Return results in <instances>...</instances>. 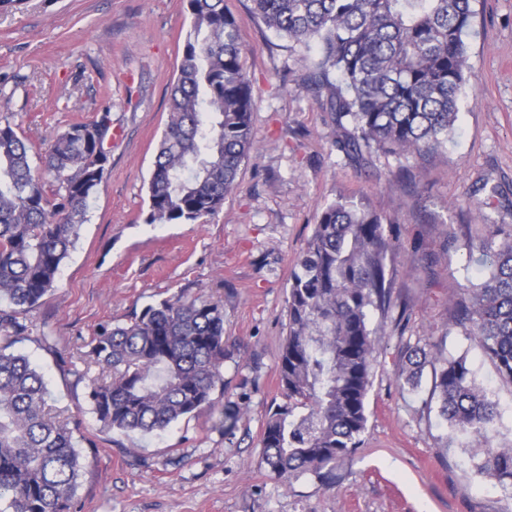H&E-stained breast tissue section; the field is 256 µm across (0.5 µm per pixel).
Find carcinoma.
Masks as SVG:
<instances>
[{
    "label": "carcinoma",
    "mask_w": 512,
    "mask_h": 512,
    "mask_svg": "<svg viewBox=\"0 0 512 512\" xmlns=\"http://www.w3.org/2000/svg\"><path fill=\"white\" fill-rule=\"evenodd\" d=\"M278 35L315 52L303 84L325 97L349 157L380 151L425 155L454 129L468 69L465 38L472 0H252ZM187 34L171 88L170 118L148 185V224H196L215 215L237 186L252 149V88L244 45L224 0H188ZM112 136L109 113L57 136L44 174L15 129L0 126V334L17 339L28 314L55 284L101 183ZM481 282L452 301L451 326L472 337L512 384V224H487ZM397 246L384 218L363 200L340 197L318 214L289 279L288 336L280 381L288 403L266 422L263 462L284 480L310 474L324 484L354 455L366 429L365 398L380 326L392 304ZM0 345V502L4 512H71L83 469L69 418L52 411L30 358ZM84 352L101 375L87 400L103 428L164 431L202 413L235 427L238 412L217 408L224 391L221 301L180 291L139 315L102 325ZM412 350L401 377L418 385L432 372L431 397L458 432L488 440L496 403L463 357ZM480 473L512 490V446L487 447Z\"/></svg>",
    "instance_id": "1"
}]
</instances>
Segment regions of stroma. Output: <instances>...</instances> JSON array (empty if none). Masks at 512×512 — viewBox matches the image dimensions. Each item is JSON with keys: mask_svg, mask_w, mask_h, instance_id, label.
<instances>
[{"mask_svg": "<svg viewBox=\"0 0 512 512\" xmlns=\"http://www.w3.org/2000/svg\"><path fill=\"white\" fill-rule=\"evenodd\" d=\"M246 50L253 149L236 189L199 224H149L148 183L169 120L170 88L191 26L186 0H10L0 5V126L40 156L72 124L109 113V163L53 291L30 313L48 343L30 356L54 412L76 418L88 452L71 512H512V492L477 470L481 449L455 433L399 376L410 351L446 343L466 357L498 404L493 446H512V385L468 336L450 328V300L476 281L469 257L484 220L512 224V0H474L468 65L455 128L439 152L356 160L336 147L331 112L300 76L308 65L287 39L224 0ZM364 198L398 244L392 308L366 397L367 425L351 460L321 484L289 482L263 462L269 415L284 403L279 357L288 335V282L319 210ZM224 305L220 405L149 435L103 429L87 401L99 372L83 360L102 324L178 291Z\"/></svg>", "mask_w": 512, "mask_h": 512, "instance_id": "obj_1", "label": "stroma"}]
</instances>
